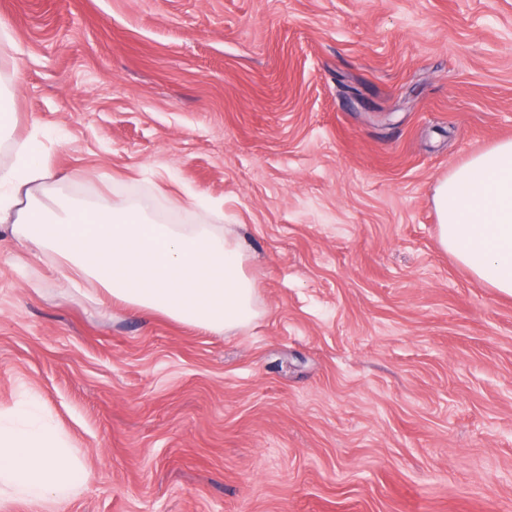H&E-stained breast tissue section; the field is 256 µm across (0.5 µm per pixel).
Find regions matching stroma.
Masks as SVG:
<instances>
[{"label":"stroma","mask_w":512,"mask_h":512,"mask_svg":"<svg viewBox=\"0 0 512 512\" xmlns=\"http://www.w3.org/2000/svg\"><path fill=\"white\" fill-rule=\"evenodd\" d=\"M0 166L237 237L257 317L113 302L0 223V409L86 469L10 512H512V297L437 182L512 139V0H0Z\"/></svg>","instance_id":"1"}]
</instances>
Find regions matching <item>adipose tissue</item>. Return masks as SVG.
Returning <instances> with one entry per match:
<instances>
[{"instance_id":"obj_1","label":"adipose tissue","mask_w":512,"mask_h":512,"mask_svg":"<svg viewBox=\"0 0 512 512\" xmlns=\"http://www.w3.org/2000/svg\"><path fill=\"white\" fill-rule=\"evenodd\" d=\"M51 171L36 146L20 143L0 167V223L35 246L69 258L114 301L221 334L258 312L256 284L238 241L213 225L187 227L148 217L130 203L112 209L65 205L52 214L34 195ZM441 247L484 286L512 297V139L473 155L433 194ZM86 473L55 422L35 403L0 410V512L68 499Z\"/></svg>"}]
</instances>
